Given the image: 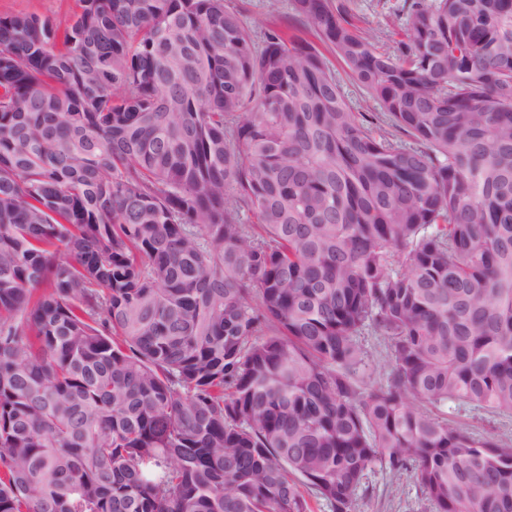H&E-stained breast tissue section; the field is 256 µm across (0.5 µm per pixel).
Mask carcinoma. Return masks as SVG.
I'll list each match as a JSON object with an SVG mask.
<instances>
[{
  "label": "carcinoma",
  "mask_w": 512,
  "mask_h": 512,
  "mask_svg": "<svg viewBox=\"0 0 512 512\" xmlns=\"http://www.w3.org/2000/svg\"><path fill=\"white\" fill-rule=\"evenodd\" d=\"M81 2L0 17V512H512V0ZM229 7L242 11L249 26L267 18L271 26L287 33L303 31V25L293 17L292 0H226ZM360 17L359 26L375 46L384 52H390L393 48L392 37L388 36L390 30V12L397 8L403 0H351ZM325 54L333 64L344 96L354 109V112H380V106L371 95L345 75L341 65L336 61L334 56L328 52H325ZM461 420L468 422L479 430L495 429L496 432L503 435V437L512 439V418H502L482 413L474 419L471 417H462ZM367 482L369 495L359 501L360 512H424L428 507L411 478L396 480L379 464L368 474Z\"/></svg>",
  "instance_id": "obj_1"
}]
</instances>
